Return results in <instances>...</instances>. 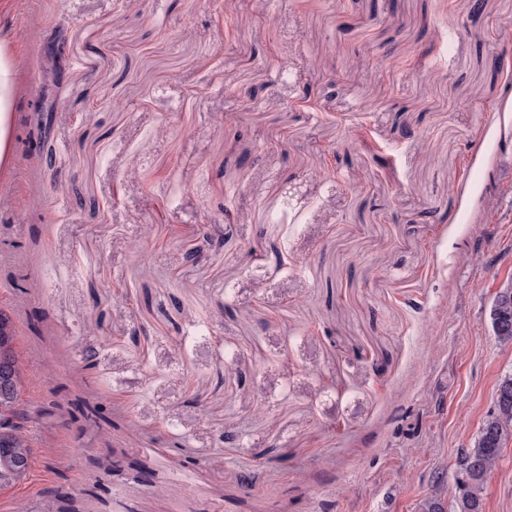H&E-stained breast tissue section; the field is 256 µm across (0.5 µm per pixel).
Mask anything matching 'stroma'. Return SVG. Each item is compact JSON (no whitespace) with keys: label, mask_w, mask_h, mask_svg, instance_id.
<instances>
[{"label":"stroma","mask_w":512,"mask_h":512,"mask_svg":"<svg viewBox=\"0 0 512 512\" xmlns=\"http://www.w3.org/2000/svg\"><path fill=\"white\" fill-rule=\"evenodd\" d=\"M12 3L0 305L35 463L0 512L59 486L80 512H451L512 374L487 323L512 283V0ZM483 510L512 512V441Z\"/></svg>","instance_id":"stroma-1"}]
</instances>
